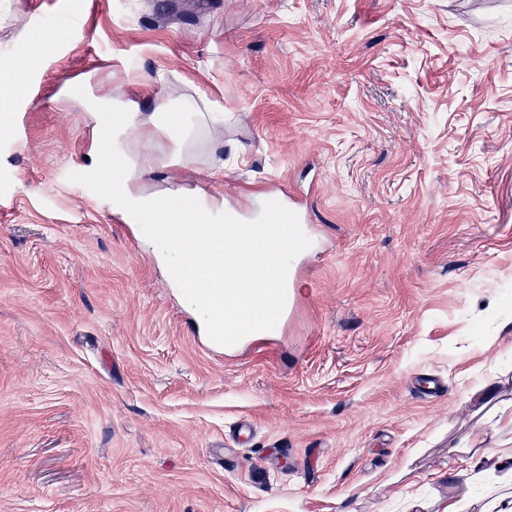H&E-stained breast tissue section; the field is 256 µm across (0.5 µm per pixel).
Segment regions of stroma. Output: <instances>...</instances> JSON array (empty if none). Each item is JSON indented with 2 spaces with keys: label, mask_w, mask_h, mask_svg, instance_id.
<instances>
[{
  "label": "stroma",
  "mask_w": 512,
  "mask_h": 512,
  "mask_svg": "<svg viewBox=\"0 0 512 512\" xmlns=\"http://www.w3.org/2000/svg\"><path fill=\"white\" fill-rule=\"evenodd\" d=\"M158 2L0 0V512H480L465 452L512 448V0ZM117 91L224 115L178 159L145 137V190L307 197L300 296L247 352L201 349L84 180Z\"/></svg>",
  "instance_id": "1"
}]
</instances>
